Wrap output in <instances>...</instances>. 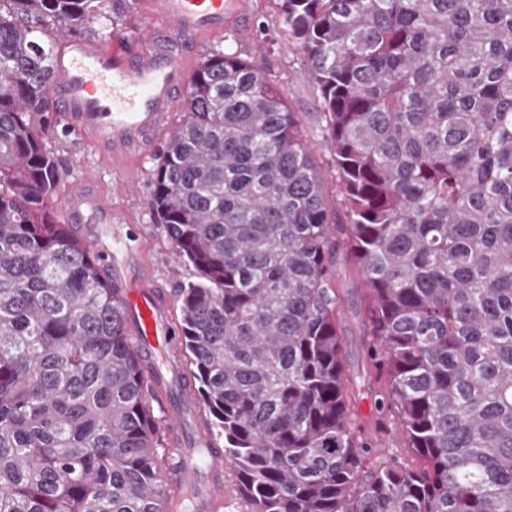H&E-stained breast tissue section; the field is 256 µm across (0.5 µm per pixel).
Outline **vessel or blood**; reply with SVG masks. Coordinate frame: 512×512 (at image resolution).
<instances>
[{
  "label": "vessel or blood",
  "mask_w": 512,
  "mask_h": 512,
  "mask_svg": "<svg viewBox=\"0 0 512 512\" xmlns=\"http://www.w3.org/2000/svg\"><path fill=\"white\" fill-rule=\"evenodd\" d=\"M143 49L132 55L118 45L71 39L55 58L51 95L64 118L96 147L100 159L135 154L154 139L166 123L179 94L184 92L192 62L185 45L192 40L223 34L242 21L244 0H145ZM62 223L85 225V234L101 259L111 246L97 225L118 223L112 203L98 189L95 176L76 181L58 205ZM143 254H129L110 265L122 292L129 327L144 352L178 371L182 368L180 338L171 317V302L157 295L144 271ZM204 453L186 457L181 485L172 493L170 512H217L224 501L223 455L209 452V438L198 434Z\"/></svg>",
  "instance_id": "b4317fda"
}]
</instances>
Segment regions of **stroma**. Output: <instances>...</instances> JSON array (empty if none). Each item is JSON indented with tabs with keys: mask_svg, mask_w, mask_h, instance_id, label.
Listing matches in <instances>:
<instances>
[{
	"mask_svg": "<svg viewBox=\"0 0 512 512\" xmlns=\"http://www.w3.org/2000/svg\"><path fill=\"white\" fill-rule=\"evenodd\" d=\"M141 2L112 0L111 13L96 23L94 32L88 36L89 41L103 44L116 42L129 53L139 52ZM249 4L245 26L230 28L219 37L200 39L195 48L196 56L201 59L212 52L225 50L263 67L285 104L301 117L309 140L316 147V162L325 174L327 196L335 198L336 178L330 167L329 155L320 146L321 137L314 121V115L319 110L318 97L299 55L288 49L278 0H249ZM159 139L158 145L144 150L128 167L112 169L102 166L92 143L63 121H56L49 146L58 161L57 195H64L70 184L84 174H96L106 197L112 201L113 209L122 213L126 225L132 226L137 234L146 238V274L160 290L173 297L180 285L190 277L191 270L175 258L172 244L156 228L148 207L152 170L160 151L159 145L167 141L168 136L163 133ZM129 171L134 174V185L130 188L123 184ZM336 274L344 295L340 324L344 361L349 370L355 371L361 369L366 361L365 306L362 292L356 287L353 268L344 258H337ZM376 400L375 390L364 386L352 401L356 428L370 435H378L381 442L380 447L371 449V457L382 460L393 457L411 467H420V460L408 449L402 448L390 412L378 407Z\"/></svg>",
	"mask_w": 512,
	"mask_h": 512,
	"instance_id": "1",
	"label": "stroma"
}]
</instances>
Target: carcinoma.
I'll return each instance as SVG.
<instances>
[{"label": "carcinoma", "mask_w": 512, "mask_h": 512, "mask_svg": "<svg viewBox=\"0 0 512 512\" xmlns=\"http://www.w3.org/2000/svg\"><path fill=\"white\" fill-rule=\"evenodd\" d=\"M340 220L255 62L199 63L149 208L193 276L182 348L241 512H512V0H279ZM107 0H0V512H168L118 289L53 220L54 47ZM414 469L362 476L336 257Z\"/></svg>", "instance_id": "1"}]
</instances>
